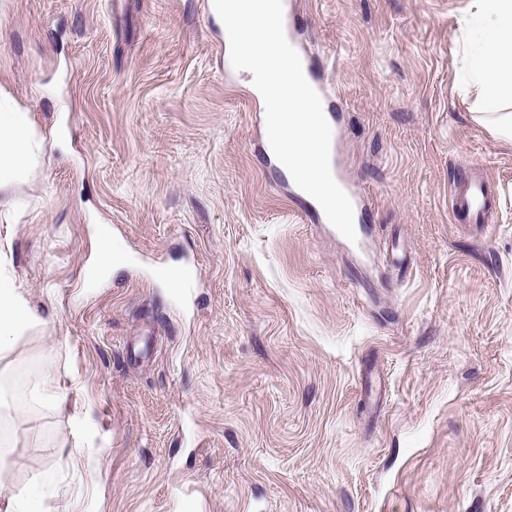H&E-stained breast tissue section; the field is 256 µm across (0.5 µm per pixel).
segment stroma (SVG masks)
I'll return each instance as SVG.
<instances>
[{"mask_svg":"<svg viewBox=\"0 0 512 512\" xmlns=\"http://www.w3.org/2000/svg\"><path fill=\"white\" fill-rule=\"evenodd\" d=\"M472 4L294 0L358 252L275 176L206 0H0L37 143L0 276L39 315L0 355L1 479L43 512H512V143L461 85ZM474 160L482 233L450 208ZM103 225L124 260L91 286ZM48 369L63 406L30 395ZM325 118L332 129V140L330 150V166L332 174L337 183L347 193L352 201L354 214L359 218L366 210V198L364 195L356 193L352 187V184L345 174L344 163L340 156L338 143L340 139V126L338 123V117L334 116L332 112H323Z\"/></svg>","mask_w":512,"mask_h":512,"instance_id":"obj_1","label":"stroma"}]
</instances>
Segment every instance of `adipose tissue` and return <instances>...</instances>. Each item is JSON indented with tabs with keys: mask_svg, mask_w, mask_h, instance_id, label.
Wrapping results in <instances>:
<instances>
[{
	"mask_svg": "<svg viewBox=\"0 0 512 512\" xmlns=\"http://www.w3.org/2000/svg\"><path fill=\"white\" fill-rule=\"evenodd\" d=\"M464 29H477L481 46L468 61L469 84L483 107L481 119L512 140V0H474ZM31 164L27 112L0 96V192L23 180ZM37 315L14 281L0 279V354L11 351Z\"/></svg>",
	"mask_w": 512,
	"mask_h": 512,
	"instance_id": "1",
	"label": "adipose tissue"
}]
</instances>
